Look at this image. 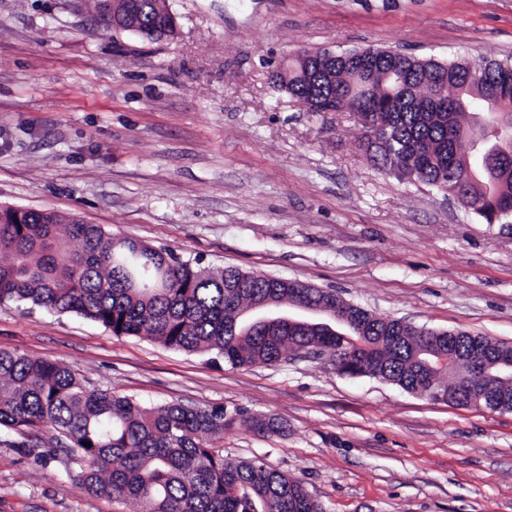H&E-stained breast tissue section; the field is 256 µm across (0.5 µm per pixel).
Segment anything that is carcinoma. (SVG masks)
<instances>
[{
	"instance_id": "cac0c4a2",
	"label": "carcinoma",
	"mask_w": 512,
	"mask_h": 512,
	"mask_svg": "<svg viewBox=\"0 0 512 512\" xmlns=\"http://www.w3.org/2000/svg\"><path fill=\"white\" fill-rule=\"evenodd\" d=\"M156 0H134L142 35L174 26ZM286 92L319 112H370L379 131L364 128L361 148L377 169L468 197L490 224L512 216V64L417 59L368 47L330 54L304 52L288 64ZM0 304L25 302L77 313L116 336H138L170 349L204 352L234 366L280 363L316 343L341 346L324 327L249 325L239 313L268 298L279 305L306 299L333 307L332 291L270 279L235 268H194L164 248L115 237L76 217L29 211L22 223L0 219ZM374 376L410 392L437 391L457 406L512 410V346L468 331L452 343L489 352L498 376L487 392L457 399L448 381L428 373L422 332L357 305ZM237 421L269 434L275 418L247 417L222 407L171 403L146 407L131 397L91 388L68 365L0 350V429L53 432L75 469L68 480L88 493L138 504L141 512H323L302 484L265 463L224 457L218 443ZM89 446H84V443Z\"/></svg>"
}]
</instances>
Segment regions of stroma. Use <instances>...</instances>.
<instances>
[{
    "label": "stroma",
    "instance_id": "obj_1",
    "mask_svg": "<svg viewBox=\"0 0 512 512\" xmlns=\"http://www.w3.org/2000/svg\"><path fill=\"white\" fill-rule=\"evenodd\" d=\"M173 35L100 27L92 0H0V207L77 216L193 266L296 280L378 316L512 344V224L386 176L352 112L272 76L304 51L512 62V0H166ZM0 349L147 407L275 417L225 457L299 479L324 512H512V412L292 359L235 367L73 313L0 305ZM51 432L0 433V512H136L88 495Z\"/></svg>",
    "mask_w": 512,
    "mask_h": 512
}]
</instances>
